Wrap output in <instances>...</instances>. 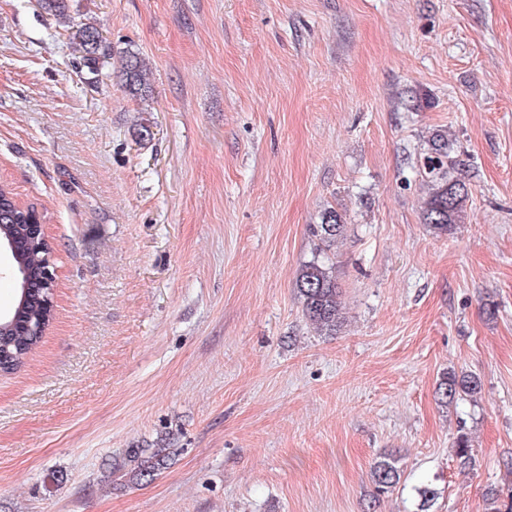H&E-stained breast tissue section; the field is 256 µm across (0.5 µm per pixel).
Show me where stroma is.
<instances>
[{"instance_id":"obj_1","label":"stroma","mask_w":512,"mask_h":512,"mask_svg":"<svg viewBox=\"0 0 512 512\" xmlns=\"http://www.w3.org/2000/svg\"><path fill=\"white\" fill-rule=\"evenodd\" d=\"M83 23L111 46L94 77ZM439 134L469 188L443 236L421 210ZM0 184L56 280L0 375V512H418L424 483L430 512H483L512 489V0H0ZM328 209L333 336L296 284ZM451 369L482 390L443 407ZM157 444L153 481H108ZM122 79L127 91L133 96L141 93L146 85L143 60L136 54L126 56L122 65ZM345 227L342 215L335 210H329L324 213L321 224L314 226L313 233L319 237L321 245L330 250L336 239L344 233ZM401 480V470L395 459L383 458L371 467V481L374 485L373 501L393 491ZM379 499V498H378Z\"/></svg>"}]
</instances>
